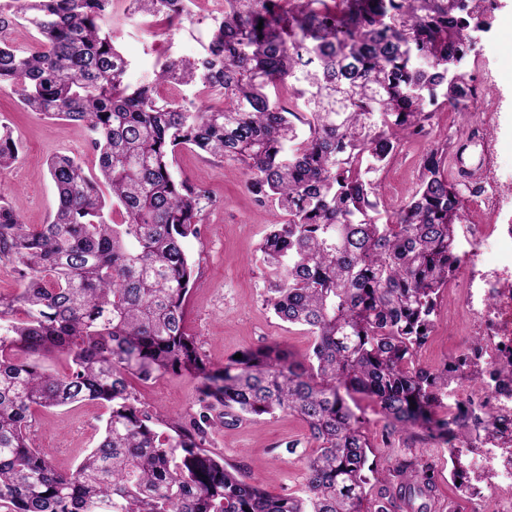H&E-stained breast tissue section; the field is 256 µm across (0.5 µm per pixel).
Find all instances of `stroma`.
<instances>
[{"label": "stroma", "mask_w": 512, "mask_h": 512, "mask_svg": "<svg viewBox=\"0 0 512 512\" xmlns=\"http://www.w3.org/2000/svg\"><path fill=\"white\" fill-rule=\"evenodd\" d=\"M116 44L129 65L127 84L136 86L154 71L155 58L163 53L186 60L197 59L205 39V26L166 28L155 25L145 34L131 21L125 0H112L108 19ZM496 45L486 56L498 83L489 94L502 102L496 115L494 162L502 176H512V0H500ZM0 125L9 127L19 144V156L0 169L4 191L22 224L35 230L48 223L57 206V194L48 173L56 154L76 158L84 170H94L97 158L89 130L66 120H47L24 109L18 91L0 88ZM473 131L472 117L435 109L426 131L406 138L388 166L379 173V199L393 210L406 203L416 187L422 157L437 143L447 142L449 153L465 148ZM180 178L203 184L213 202L199 226L198 237L188 238L186 250L197 265V277L185 303V319L201 354L211 366L220 367L238 351L267 341L293 356H301L310 338L299 326L281 322L266 308V268L258 246L271 225L281 223V210L261 203L245 186L244 171L231 162L215 160L190 148L180 150L174 162ZM471 320L457 297L444 291L427 344L419 351L421 366L436 369L459 354L463 334ZM197 381L188 375H166L149 382L134 381L136 395L148 410L164 419L190 420L198 409ZM369 433L376 448L370 460L378 471L392 469L398 460L414 455L428 457L435 468L440 496L436 512H471V503L459 497L448 475V447L407 432L387 434L385 422L370 401H362ZM108 410L95 401L62 408L35 409L29 437L35 447L46 449L52 466L73 471L99 442ZM313 450L304 424L279 414L243 418L211 434L210 446L226 463L242 467L269 495L300 492L303 464L288 454L289 442Z\"/></svg>", "instance_id": "stroma-1"}]
</instances>
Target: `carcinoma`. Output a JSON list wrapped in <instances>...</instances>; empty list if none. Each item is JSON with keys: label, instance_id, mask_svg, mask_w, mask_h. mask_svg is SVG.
<instances>
[{"label": "carcinoma", "instance_id": "carcinoma-1", "mask_svg": "<svg viewBox=\"0 0 512 512\" xmlns=\"http://www.w3.org/2000/svg\"><path fill=\"white\" fill-rule=\"evenodd\" d=\"M0 28L20 23L40 49L0 42V87L20 90L30 112L85 125L97 173L67 155L48 163L58 204L38 231L0 191V260L24 281L0 295V512H409L437 496L434 468L405 459L369 498L375 445L351 404L373 401L393 432L421 429L448 443L455 488L474 498L491 477L468 453L512 446V418L440 416V395L484 370L461 356L416 364L441 293L464 264L456 241L464 195L448 177L445 148L420 162L410 200L385 214L373 175L401 139L426 130L443 98L468 111L458 76L472 47L466 30L480 0H224L195 61L171 57L135 88L106 29L112 0H13ZM136 13L186 19L182 0H131ZM262 29H257V26ZM161 83L220 91L191 110L157 97ZM302 101L286 107L277 91ZM243 167L248 189L285 213L259 245L269 269L266 305L306 327L309 350L291 359L248 349L213 369L184 324L194 264L184 243L211 203L176 177L184 148ZM18 156L0 133V169ZM59 352L51 373L17 352ZM189 374L198 414L156 419L129 379ZM107 405L97 446L67 474L31 445L35 407ZM286 413L304 422L313 453L302 496H270L205 448L218 424Z\"/></svg>", "mask_w": 512, "mask_h": 512}]
</instances>
